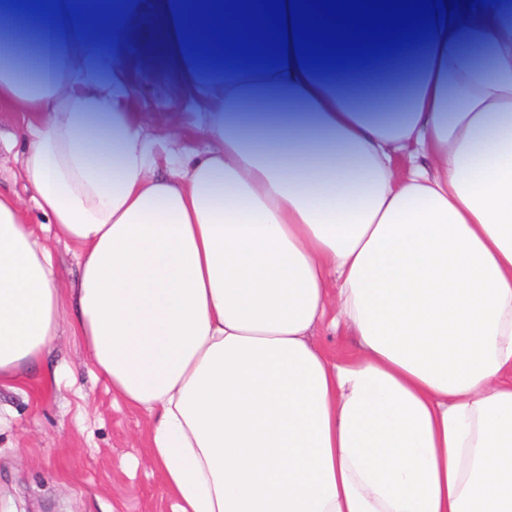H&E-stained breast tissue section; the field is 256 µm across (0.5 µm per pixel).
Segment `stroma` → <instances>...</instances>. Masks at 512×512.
Returning a JSON list of instances; mask_svg holds the SVG:
<instances>
[{
	"instance_id": "stroma-1",
	"label": "stroma",
	"mask_w": 512,
	"mask_h": 512,
	"mask_svg": "<svg viewBox=\"0 0 512 512\" xmlns=\"http://www.w3.org/2000/svg\"><path fill=\"white\" fill-rule=\"evenodd\" d=\"M128 39L144 49L134 61L136 118L158 142L154 172L166 174L170 157L207 147L203 109L196 98L175 92L171 63L156 48L148 18L134 20ZM28 120L0 111V188L16 193L40 224L44 218L32 209L20 177L16 133ZM45 364L62 370L52 390L33 383L0 387V512H173L160 475L148 472V418L115 401L68 324H61Z\"/></svg>"
}]
</instances>
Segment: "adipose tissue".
Returning <instances> with one entry per match:
<instances>
[{
    "mask_svg": "<svg viewBox=\"0 0 512 512\" xmlns=\"http://www.w3.org/2000/svg\"><path fill=\"white\" fill-rule=\"evenodd\" d=\"M32 15L56 65L0 56V107L33 115L21 177L80 252L50 250L0 193V385L33 380L63 314L150 422L174 512H512V0L408 50L394 98L296 57L193 56L152 0L211 149L154 176L126 30L142 0ZM374 109L356 107L358 97ZM430 154L403 181L393 153ZM345 323L341 359L310 337ZM47 247L51 250L54 259V271L58 288L65 291L79 272V253L76 247L61 240L58 241L52 234L43 235Z\"/></svg>",
    "mask_w": 512,
    "mask_h": 512,
    "instance_id": "obj_1",
    "label": "adipose tissue"
}]
</instances>
